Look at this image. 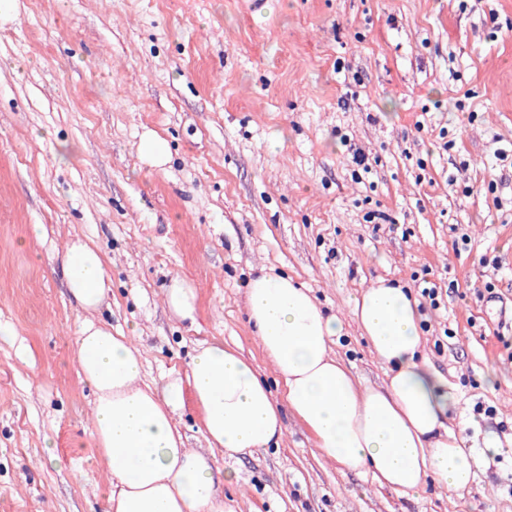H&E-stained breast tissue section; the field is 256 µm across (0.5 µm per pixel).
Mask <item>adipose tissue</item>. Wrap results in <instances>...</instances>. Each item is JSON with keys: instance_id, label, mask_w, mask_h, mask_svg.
<instances>
[{"instance_id": "1", "label": "adipose tissue", "mask_w": 512, "mask_h": 512, "mask_svg": "<svg viewBox=\"0 0 512 512\" xmlns=\"http://www.w3.org/2000/svg\"><path fill=\"white\" fill-rule=\"evenodd\" d=\"M64 272L80 309L99 311L111 288L99 249L72 240ZM245 309L280 393L259 378L251 360L220 341L197 350L184 376L143 382L133 340L113 335L107 323L84 322L75 359L95 392L92 438L109 473L106 512H225L215 482L231 483L237 475L218 472L201 452L186 448L176 419L189 398L209 448L228 459L279 443L290 412L342 471L369 474L399 495H417L431 476L453 492L470 487L474 454L451 433V398L421 359L418 302L410 289L379 279L351 307L386 369L381 387L356 383L330 348L342 321L288 275L251 278Z\"/></svg>"}]
</instances>
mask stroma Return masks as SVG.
<instances>
[{"label":"stroma","instance_id":"obj_1","mask_svg":"<svg viewBox=\"0 0 512 512\" xmlns=\"http://www.w3.org/2000/svg\"><path fill=\"white\" fill-rule=\"evenodd\" d=\"M148 132L169 147L158 168L139 152ZM501 148L512 0H14L0 17V512L105 509L62 265L75 238L103 253L96 318L134 340L148 382L213 341L274 380L244 307L263 270L311 288L343 322L332 351L383 385L352 301L379 277L434 283L422 357L474 450L469 489L431 478L406 497L341 472L292 416L277 446L213 457L239 475L218 492L233 512H512V453L486 450L512 443V329L489 314L512 307ZM176 277L196 325L165 303Z\"/></svg>","mask_w":512,"mask_h":512}]
</instances>
